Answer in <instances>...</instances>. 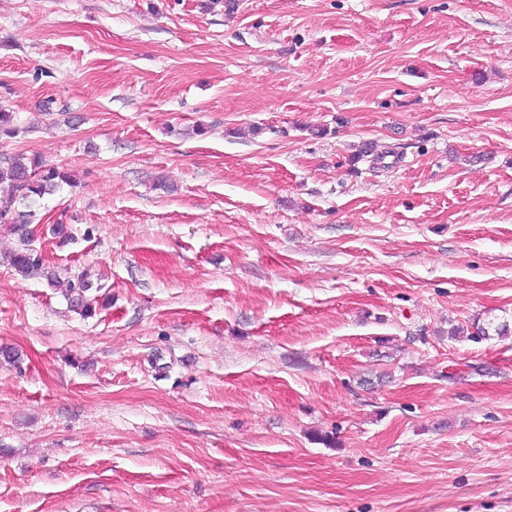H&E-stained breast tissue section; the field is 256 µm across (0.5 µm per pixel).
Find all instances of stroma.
<instances>
[{
  "label": "stroma",
  "mask_w": 512,
  "mask_h": 512,
  "mask_svg": "<svg viewBox=\"0 0 512 512\" xmlns=\"http://www.w3.org/2000/svg\"><path fill=\"white\" fill-rule=\"evenodd\" d=\"M0 105V512H512V0H0ZM71 174L63 168L47 165L37 157H0V192L12 200H19L26 210L0 209V224H8L17 235L19 246L10 255L9 264L22 278L43 277L50 286L60 283L54 267L46 264L30 248V237L35 212L32 205L46 194H52L61 184L71 183Z\"/></svg>",
  "instance_id": "stroma-1"
}]
</instances>
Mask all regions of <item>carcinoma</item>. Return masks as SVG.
<instances>
[{"label":"carcinoma","instance_id":"cac0c4a2","mask_svg":"<svg viewBox=\"0 0 512 512\" xmlns=\"http://www.w3.org/2000/svg\"><path fill=\"white\" fill-rule=\"evenodd\" d=\"M18 133L19 127L14 122L13 113L0 107V137L11 139ZM71 181V174L68 171L47 165L37 157H0V192L25 205L22 211L0 209V224L9 225L19 241L18 248L10 255L9 264L15 273L24 279L39 276L51 286L59 283L57 271L30 248V225L33 224L35 217L32 205ZM68 285L69 292H80L75 302L80 314L84 317L91 316L92 303L83 298V293L89 290L90 282L81 275L77 277V281L68 282Z\"/></svg>","mask_w":512,"mask_h":512}]
</instances>
